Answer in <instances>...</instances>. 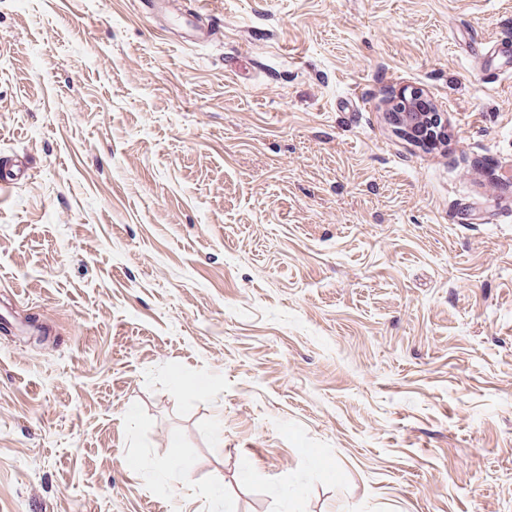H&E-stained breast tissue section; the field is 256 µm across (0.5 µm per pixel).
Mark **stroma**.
Masks as SVG:
<instances>
[{
    "instance_id": "stroma-1",
    "label": "stroma",
    "mask_w": 512,
    "mask_h": 512,
    "mask_svg": "<svg viewBox=\"0 0 512 512\" xmlns=\"http://www.w3.org/2000/svg\"><path fill=\"white\" fill-rule=\"evenodd\" d=\"M206 2L0 0V512H512V0ZM183 15L191 22L190 40L209 39L224 29V14L204 7V1H189ZM419 94L417 89L401 92L395 103L396 112H392L398 122L406 125L413 138L433 136L438 130L439 117L442 118L441 112H430L412 104Z\"/></svg>"
}]
</instances>
